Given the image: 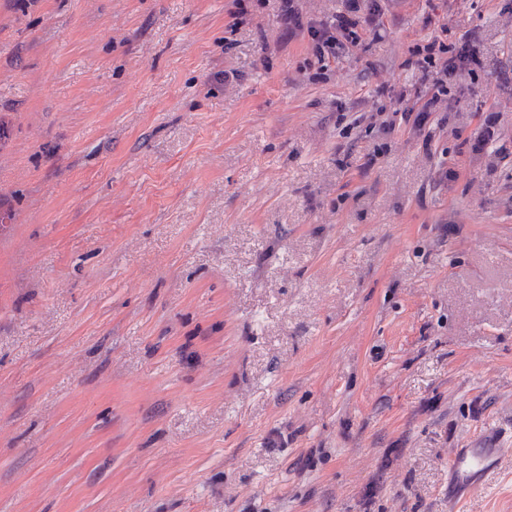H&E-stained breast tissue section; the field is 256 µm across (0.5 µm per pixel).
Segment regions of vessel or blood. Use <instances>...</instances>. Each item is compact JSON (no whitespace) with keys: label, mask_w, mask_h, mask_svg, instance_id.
<instances>
[{"label":"vessel or blood","mask_w":512,"mask_h":512,"mask_svg":"<svg viewBox=\"0 0 512 512\" xmlns=\"http://www.w3.org/2000/svg\"><path fill=\"white\" fill-rule=\"evenodd\" d=\"M505 449L497 444L455 450L449 461L451 485L448 489V512H458L460 503L482 490L487 475L497 468Z\"/></svg>","instance_id":"b4317fda"}]
</instances>
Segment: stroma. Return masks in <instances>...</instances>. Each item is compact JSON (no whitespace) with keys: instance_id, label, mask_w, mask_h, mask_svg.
<instances>
[{"instance_id":"obj_1","label":"stroma","mask_w":512,"mask_h":512,"mask_svg":"<svg viewBox=\"0 0 512 512\" xmlns=\"http://www.w3.org/2000/svg\"><path fill=\"white\" fill-rule=\"evenodd\" d=\"M280 5L0 0V512H512V0ZM344 1V11L335 14L330 22L308 21L305 24L294 5L295 0H281L280 20L285 34L292 36L297 31L306 30L322 69L327 66L326 60H336L341 51L357 47L365 31L363 23L374 20L371 16H363V0ZM451 51L452 48L437 39L416 48L415 53L421 56L418 62L425 72L428 86L426 94L421 98L423 102L418 107L416 103L404 112H418V124H422L430 112H435L437 105L448 96V75L453 73L458 65H479L478 57L469 44L461 45L455 54L448 56ZM506 448L493 444L477 448L456 449L449 461L451 486L448 488V512L459 510L460 503L471 494L484 489L485 478L497 468Z\"/></svg>"}]
</instances>
